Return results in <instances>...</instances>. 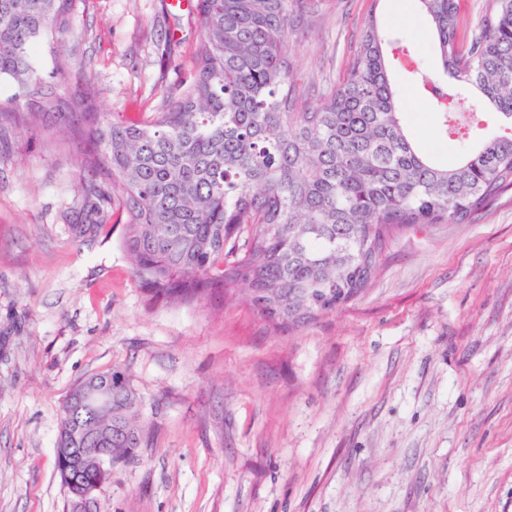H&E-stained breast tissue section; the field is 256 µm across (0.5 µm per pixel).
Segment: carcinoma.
Instances as JSON below:
<instances>
[{
  "mask_svg": "<svg viewBox=\"0 0 512 512\" xmlns=\"http://www.w3.org/2000/svg\"><path fill=\"white\" fill-rule=\"evenodd\" d=\"M71 2L0 0V78L29 108L9 114L15 121L80 106L57 98L29 62L40 39L69 26ZM419 2L442 75L424 71L408 46H391L371 15L345 79L311 108L284 50L308 0H197L202 39L178 96L143 124L104 115L88 131L90 167L111 178L134 275L155 298L241 292L273 326L304 324L368 286L393 231L464 224L512 186V0H492L469 38L456 0ZM389 51L397 64L412 60L404 74L440 131L476 140L473 153L440 165L410 139ZM99 229L69 226L80 245ZM95 378L112 382V406L81 440L61 417L58 447L95 448L109 429L105 447L123 463L145 437L136 396L117 371Z\"/></svg>",
  "mask_w": 512,
  "mask_h": 512,
  "instance_id": "carcinoma-1",
  "label": "carcinoma"
}]
</instances>
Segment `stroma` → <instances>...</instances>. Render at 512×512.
Masks as SVG:
<instances>
[{"instance_id":"stroma-1","label":"stroma","mask_w":512,"mask_h":512,"mask_svg":"<svg viewBox=\"0 0 512 512\" xmlns=\"http://www.w3.org/2000/svg\"><path fill=\"white\" fill-rule=\"evenodd\" d=\"M196 4L73 0L61 53L30 54L86 116L0 132V512H67L62 405L111 370L147 436L99 512H512V188L466 223L395 234L363 292L299 326L220 292L167 303L135 278L82 132L96 113L141 122L176 97ZM372 13L438 68L418 0H315L286 45L309 105L343 81ZM394 80L424 148L458 159L414 82ZM72 224L101 231L80 245Z\"/></svg>"}]
</instances>
